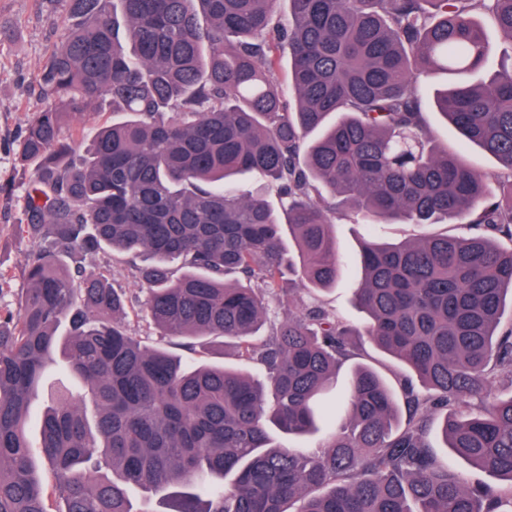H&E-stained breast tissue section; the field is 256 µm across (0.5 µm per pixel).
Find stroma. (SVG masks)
Instances as JSON below:
<instances>
[{
	"mask_svg": "<svg viewBox=\"0 0 512 512\" xmlns=\"http://www.w3.org/2000/svg\"><path fill=\"white\" fill-rule=\"evenodd\" d=\"M50 12L44 0H0V309L15 308L17 295L24 288V257L30 247L27 239L16 233L22 213L26 186L14 162V149L29 117L44 105L38 74L47 52L59 40L60 33L49 22ZM427 131L438 143L457 151L469 167L493 172L495 160L465 142L455 127L435 110L426 114ZM417 224H353L342 220L334 226L336 247L341 257L340 279L336 287L320 298L336 315L353 326H362L366 315L355 304L350 282L359 280V253L367 241L399 243L425 234ZM375 370L392 390H399L408 370L399 360L364 343L360 355L344 364L338 372L334 391H342L355 364ZM78 380L67 375L60 361L47 364L38 395L27 421L30 437L38 435V420L51 392L78 389Z\"/></svg>",
	"mask_w": 512,
	"mask_h": 512,
	"instance_id": "stroma-1",
	"label": "stroma"
}]
</instances>
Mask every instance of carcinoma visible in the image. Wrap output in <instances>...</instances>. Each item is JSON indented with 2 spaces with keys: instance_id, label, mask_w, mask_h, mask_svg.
<instances>
[{
  "instance_id": "carcinoma-1",
  "label": "carcinoma",
  "mask_w": 512,
  "mask_h": 512,
  "mask_svg": "<svg viewBox=\"0 0 512 512\" xmlns=\"http://www.w3.org/2000/svg\"><path fill=\"white\" fill-rule=\"evenodd\" d=\"M62 2L45 105L15 149L32 247L17 309L0 316V512H136L132 487L163 512H512V395L468 411L492 378L512 380V250L493 241L512 240V60L491 56L475 19L512 42V0H287L285 16L281 0ZM435 71L456 81L434 109L500 171L426 138L417 75ZM90 104L124 118L91 122ZM245 172L280 209L237 191ZM342 219L469 226L362 246L350 288L364 335L410 372L403 424L366 366L336 399L344 421L322 414L358 349L326 307L290 312L253 343L271 302L336 286ZM103 249L147 256L139 313L160 336L189 351L220 339L253 371L189 365L132 335L125 291L82 265ZM55 351L84 393L49 402L34 444L25 424ZM439 409L446 447L495 482L438 459ZM322 422L332 432L315 452L270 442V426L304 437Z\"/></svg>"
}]
</instances>
